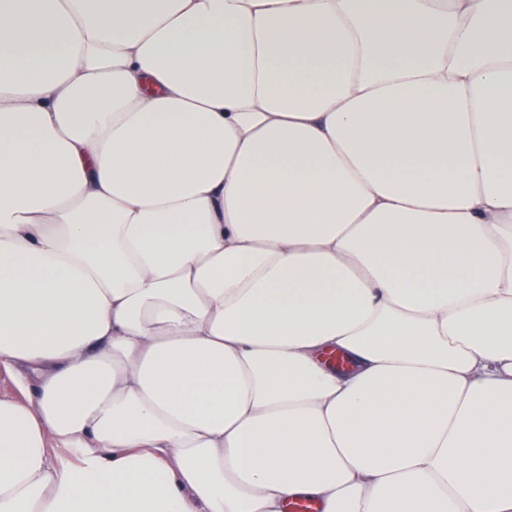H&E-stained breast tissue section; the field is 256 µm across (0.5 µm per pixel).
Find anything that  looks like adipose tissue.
Masks as SVG:
<instances>
[{"label":"adipose tissue","instance_id":"ef3b65f1","mask_svg":"<svg viewBox=\"0 0 512 512\" xmlns=\"http://www.w3.org/2000/svg\"><path fill=\"white\" fill-rule=\"evenodd\" d=\"M0 512H512V0H0Z\"/></svg>","mask_w":512,"mask_h":512}]
</instances>
